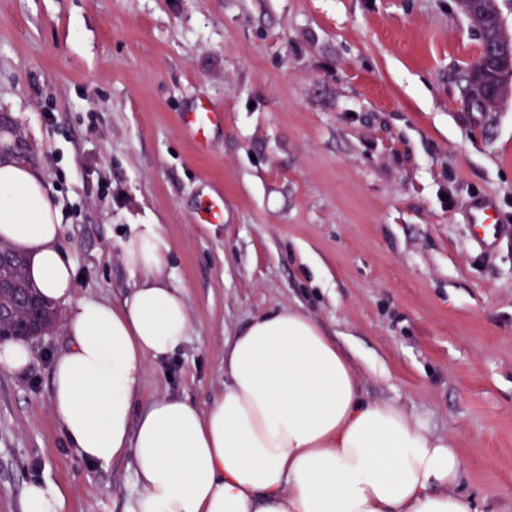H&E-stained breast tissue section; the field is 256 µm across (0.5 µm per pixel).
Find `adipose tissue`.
I'll return each instance as SVG.
<instances>
[{
  "label": "adipose tissue",
  "instance_id": "1",
  "mask_svg": "<svg viewBox=\"0 0 512 512\" xmlns=\"http://www.w3.org/2000/svg\"><path fill=\"white\" fill-rule=\"evenodd\" d=\"M60 225L44 180L0 159V241L25 255L70 338L51 367L52 415L80 459H131L139 490L123 512H477L456 489L459 450L368 400L349 353L297 309L255 316L225 343L226 383L207 407L163 395L138 408L149 361L189 336L170 247L158 225H134L122 243L134 287L116 306L79 299Z\"/></svg>",
  "mask_w": 512,
  "mask_h": 512
}]
</instances>
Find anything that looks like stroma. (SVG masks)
Segmentation results:
<instances>
[{"label": "stroma", "instance_id": "35a3bbf8", "mask_svg": "<svg viewBox=\"0 0 512 512\" xmlns=\"http://www.w3.org/2000/svg\"><path fill=\"white\" fill-rule=\"evenodd\" d=\"M480 48L456 0H0V155L53 191L76 297L120 303L121 242L155 223L189 337L140 404L206 407L224 343L258 314L308 313L353 354L367 399L402 406L464 459L460 492L512 512V99L480 112ZM223 112L206 148L183 115ZM223 199L221 221L199 216ZM63 325L0 371V512L49 479L66 512H123L132 464L79 459L55 423ZM468 223L472 227L474 240L483 248L495 245L505 230L503 224L499 223L492 204L487 201H478L471 205Z\"/></svg>", "mask_w": 512, "mask_h": 512}]
</instances>
